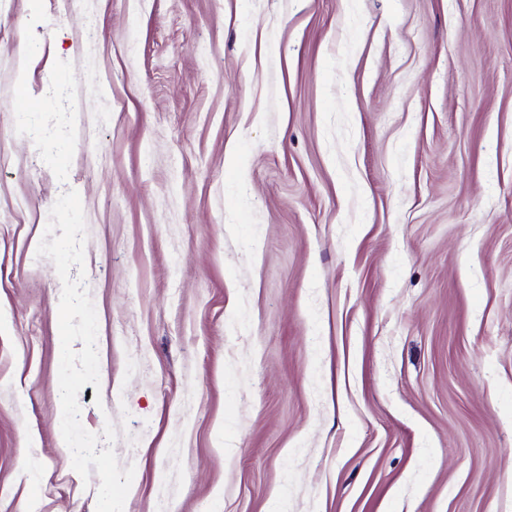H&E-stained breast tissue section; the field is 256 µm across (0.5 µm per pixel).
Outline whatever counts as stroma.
I'll return each mask as SVG.
<instances>
[{
  "label": "stroma",
  "mask_w": 512,
  "mask_h": 512,
  "mask_svg": "<svg viewBox=\"0 0 512 512\" xmlns=\"http://www.w3.org/2000/svg\"><path fill=\"white\" fill-rule=\"evenodd\" d=\"M70 190L124 512H512V0H0V512H96Z\"/></svg>",
  "instance_id": "stroma-1"
}]
</instances>
